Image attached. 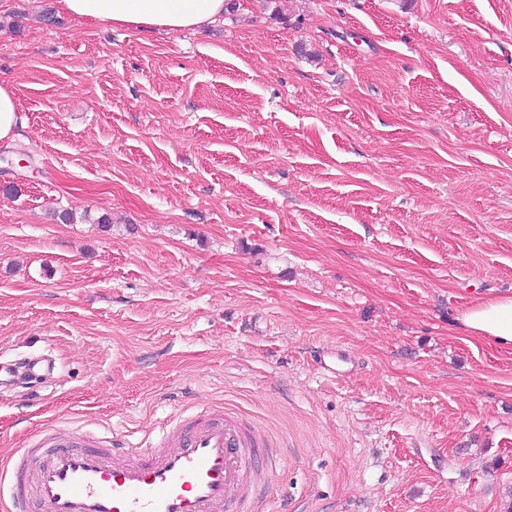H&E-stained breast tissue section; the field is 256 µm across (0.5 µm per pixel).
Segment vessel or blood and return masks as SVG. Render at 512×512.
Masks as SVG:
<instances>
[{
	"mask_svg": "<svg viewBox=\"0 0 512 512\" xmlns=\"http://www.w3.org/2000/svg\"><path fill=\"white\" fill-rule=\"evenodd\" d=\"M270 448L221 412L179 420L149 449L52 428L0 458V490L14 489L7 512H256Z\"/></svg>",
	"mask_w": 512,
	"mask_h": 512,
	"instance_id": "b4317fda",
	"label": "vessel or blood"
}]
</instances>
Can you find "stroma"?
<instances>
[{"label": "stroma", "instance_id": "obj_1", "mask_svg": "<svg viewBox=\"0 0 512 512\" xmlns=\"http://www.w3.org/2000/svg\"><path fill=\"white\" fill-rule=\"evenodd\" d=\"M2 79L0 455L225 408L278 444L265 512H512V350L455 321L512 295V0H0ZM225 0H59L62 10L93 23L177 32L224 16ZM19 102L14 87L0 82V140L11 139L20 123Z\"/></svg>", "mask_w": 512, "mask_h": 512}]
</instances>
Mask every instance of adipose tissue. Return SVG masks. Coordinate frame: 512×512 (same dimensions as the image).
Wrapping results in <instances>:
<instances>
[{
    "mask_svg": "<svg viewBox=\"0 0 512 512\" xmlns=\"http://www.w3.org/2000/svg\"><path fill=\"white\" fill-rule=\"evenodd\" d=\"M62 10L94 23L139 31L177 32L215 22L225 0H59ZM468 335L512 348V296L477 301L458 317Z\"/></svg>",
    "mask_w": 512,
    "mask_h": 512,
    "instance_id": "ef3b65f1",
    "label": "adipose tissue"
}]
</instances>
